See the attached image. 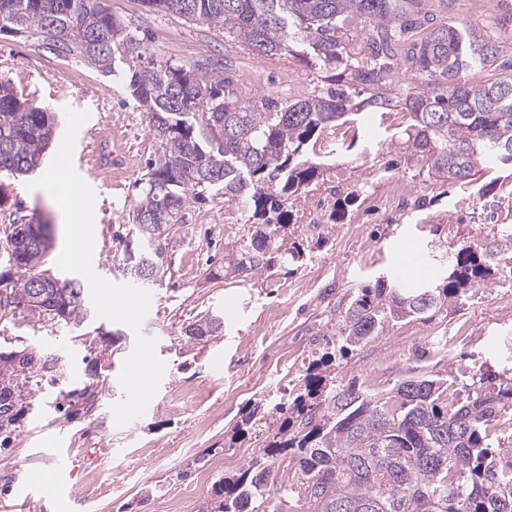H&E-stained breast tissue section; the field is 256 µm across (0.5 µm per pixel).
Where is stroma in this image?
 <instances>
[{
  "label": "stroma",
  "instance_id": "obj_1",
  "mask_svg": "<svg viewBox=\"0 0 512 512\" xmlns=\"http://www.w3.org/2000/svg\"><path fill=\"white\" fill-rule=\"evenodd\" d=\"M131 31L143 34L144 55L207 67L220 62L239 91L284 97L312 86L318 73L298 59H270L201 23L175 13L146 12L141 0H102ZM9 79L36 106L54 112L66 129V108L88 112L87 127L121 140L128 169L94 175L90 150L77 139L74 167L96 193L93 268L101 277L126 282L128 245L136 236L123 212L136 182L156 156L149 115L124 83L102 75L76 56L62 57L26 34L0 32V77ZM401 114H369L355 131L354 147L323 155L331 164L332 189L297 201L296 224L287 243L298 261L275 257L270 265L225 273L224 254L252 232L244 217L220 199L189 198L184 223L162 241L165 263L151 291L155 307L142 324L156 338L166 370L145 414L117 426L112 404L124 397L118 381L135 334L127 326L88 314L77 326L48 321L23 306L0 308V352L26 350L59 357L62 374L44 376L17 405L9 438H0V512H41L28 487L36 473H61L78 493L58 512H200L215 482L244 469L266 448L269 420L249 426L235 447L226 442L247 403H292L304 390V370L324 346L318 333L351 291L401 275L400 255L414 247L429 276L443 278V258L461 243L483 244L497 218L512 214V178L492 169L464 187L428 175L423 162L405 152ZM400 180L408 207L390 215L378 202L389 180ZM26 179L0 177V241L9 231L7 213L51 223L47 269H55L64 243L63 220L50 195L30 191ZM423 199L428 211L412 209ZM342 212L331 220L332 212ZM220 312L224 333L201 345L184 336L188 321ZM512 349V281L470 291L422 320L389 326L365 347L333 356L328 373L337 385L356 382L386 394L407 368L422 365L433 375L455 372L461 383L500 378ZM89 388L85 400L78 391ZM229 459L200 480L205 463Z\"/></svg>",
  "mask_w": 512,
  "mask_h": 512
}]
</instances>
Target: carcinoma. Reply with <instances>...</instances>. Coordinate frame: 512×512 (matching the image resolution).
<instances>
[{
  "label": "carcinoma",
  "instance_id": "obj_1",
  "mask_svg": "<svg viewBox=\"0 0 512 512\" xmlns=\"http://www.w3.org/2000/svg\"><path fill=\"white\" fill-rule=\"evenodd\" d=\"M147 12H171L224 32L268 57L292 56L324 76L283 102L246 98L222 75L172 61L138 63L142 42L92 0H0V30L33 33L55 50L76 55L105 76L128 82L130 96L150 114L159 159L149 166L128 209L142 244L138 257L164 265L161 240L184 223L189 196L210 194L245 213L253 231L226 254L225 271L269 261L294 221V204L326 182L310 153L331 146L329 136L363 112L409 115L406 150L425 160L435 177L469 185L494 167L512 171V54L498 31L504 18L439 20L431 0H142ZM511 74L482 84L471 70ZM414 77L410 90L393 85L397 71ZM55 137V117L32 106L10 80L0 79V172L38 169ZM35 247L18 251L14 232L0 243L20 288L0 303L31 306L60 324L88 315L76 278L40 269L49 225L32 224ZM512 276V224L483 245L462 244L448 254L440 283L409 287L382 279L353 293L338 309L339 349L347 352L382 335L393 322L424 319L447 301L491 277ZM200 343L224 334V317L210 314L183 327ZM330 354L306 368L305 393L292 407H273L274 434L263 454L240 473L213 485L202 512H512V441L502 459L492 430L512 420V377L492 388H457L452 374L415 371L390 395L354 382L327 383ZM31 352L0 353V432L33 378L53 371ZM298 465V487L275 483L269 460Z\"/></svg>",
  "mask_w": 512,
  "mask_h": 512
}]
</instances>
